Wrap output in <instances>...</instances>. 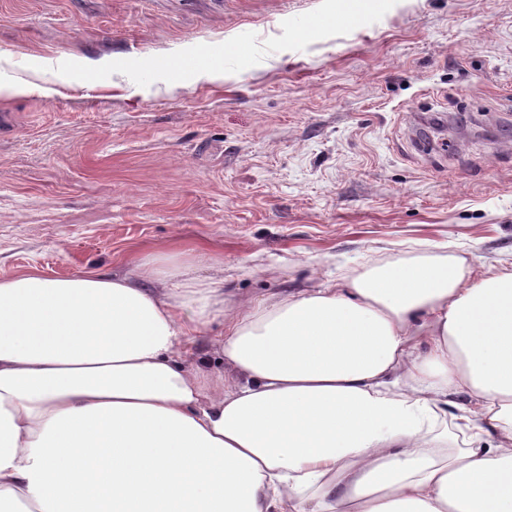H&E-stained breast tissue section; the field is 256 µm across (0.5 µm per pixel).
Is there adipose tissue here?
Returning a JSON list of instances; mask_svg holds the SVG:
<instances>
[{
    "instance_id": "ef3b65f1",
    "label": "adipose tissue",
    "mask_w": 512,
    "mask_h": 512,
    "mask_svg": "<svg viewBox=\"0 0 512 512\" xmlns=\"http://www.w3.org/2000/svg\"><path fill=\"white\" fill-rule=\"evenodd\" d=\"M128 265L0 275V512H512V266L254 300Z\"/></svg>"
}]
</instances>
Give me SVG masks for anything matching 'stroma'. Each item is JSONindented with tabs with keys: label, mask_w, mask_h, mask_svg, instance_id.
<instances>
[{
	"label": "stroma",
	"mask_w": 512,
	"mask_h": 512,
	"mask_svg": "<svg viewBox=\"0 0 512 512\" xmlns=\"http://www.w3.org/2000/svg\"><path fill=\"white\" fill-rule=\"evenodd\" d=\"M340 6L0 0V275L179 251L258 299L395 255L511 264L512 0ZM226 41L186 81V48Z\"/></svg>",
	"instance_id": "1"
}]
</instances>
